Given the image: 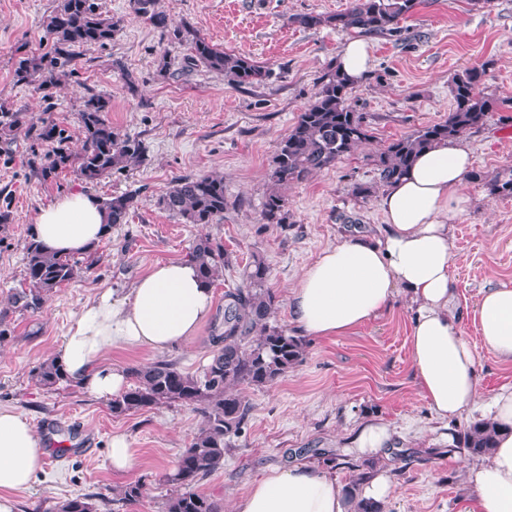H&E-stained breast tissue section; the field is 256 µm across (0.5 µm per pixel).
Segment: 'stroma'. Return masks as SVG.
<instances>
[{"instance_id":"1","label":"stroma","mask_w":512,"mask_h":512,"mask_svg":"<svg viewBox=\"0 0 512 512\" xmlns=\"http://www.w3.org/2000/svg\"><path fill=\"white\" fill-rule=\"evenodd\" d=\"M350 0H157V11L215 46L252 58L269 70L260 85L238 86L222 73L191 61L186 45L163 37L138 18L132 0H99L119 30L106 47L84 51L75 74L46 90L17 80L19 57L47 52L43 26L58 0H0V105L34 122L65 126L68 147L81 145L79 111L85 96H109L106 117L121 133L138 139L144 153L125 172L85 185L65 169L45 180L36 167L44 145L25 133L0 138V405L24 413L51 454L44 473L20 492L18 512H55L69 498H89L97 512H162L173 494L166 480L180 453L203 425L190 407L172 404L115 416L111 403L71 385L46 389L34 369L53 357L73 315L97 292H125L150 264L187 259L204 237L221 242L230 263L213 287V308L190 341L163 352L113 349L112 364L130 368L158 360L201 372L224 333V293L241 283L253 257L269 268L267 286L278 298L275 322L290 327L288 291L323 249L356 227L382 230L380 193L361 199L354 183L378 180L376 156L393 140L444 120L452 107L451 81L473 66L486 69L482 89L495 99L512 98V0H417L399 22L396 36H368L372 67L354 85L353 107L363 112L369 138L351 154L288 185L290 221L265 224L260 211L279 142L311 101L323 75L333 69L348 32L306 28L304 14H335ZM474 176L469 198L453 221L452 302L459 326L474 346L480 390L491 397L512 385V363L485 347L468 316L479 293L512 284V197L491 194L489 183L512 166V112L491 113L464 136ZM204 174L224 178L228 207L217 224H186L160 210L159 195L176 180ZM89 188L97 198L134 193L138 206L114 225L95 257L77 255V272L37 311L3 305L24 284L25 248L38 207L53 196ZM415 312L404 297L356 331L332 339L306 338L302 360L272 384L245 391L249 417L231 437L224 466L199 485L228 512L251 482L274 467L307 463L346 485L353 465L372 463L389 476L393 492L385 512H464L471 493L464 482L467 454L450 450L448 435H460L479 418L462 413L437 419L419 394L409 363ZM383 424L393 443L376 455L358 454L357 428ZM125 435L135 467L113 471L107 461L114 435ZM335 453L323 463L321 451ZM140 481L143 499L117 500L119 488Z\"/></svg>"}]
</instances>
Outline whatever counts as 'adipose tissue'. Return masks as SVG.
I'll list each match as a JSON object with an SVG mask.
<instances>
[{"label": "adipose tissue", "instance_id": "obj_1", "mask_svg": "<svg viewBox=\"0 0 512 512\" xmlns=\"http://www.w3.org/2000/svg\"><path fill=\"white\" fill-rule=\"evenodd\" d=\"M471 167L463 139L419 154L407 174L386 187L382 237L355 234L323 249L288 294V315L302 335L333 338L355 331L403 292L416 310L410 367L431 411L450 419L478 408L477 356L461 332L451 303L450 223L468 201L463 187ZM33 232L49 252L83 254L109 229L102 205L78 190L41 205ZM213 291L193 262H154L129 293L104 290L82 304L56 354L71 383L109 399L127 385L123 367L106 363L113 348L161 352L187 342L210 314ZM484 345L512 362V285L485 289L470 311ZM486 418L496 428L491 452L466 462L474 496L469 512H512V388L492 398ZM46 466L43 442L14 409L0 407V512H15V495ZM231 512H349L335 479L299 465L254 480Z\"/></svg>", "mask_w": 512, "mask_h": 512}]
</instances>
